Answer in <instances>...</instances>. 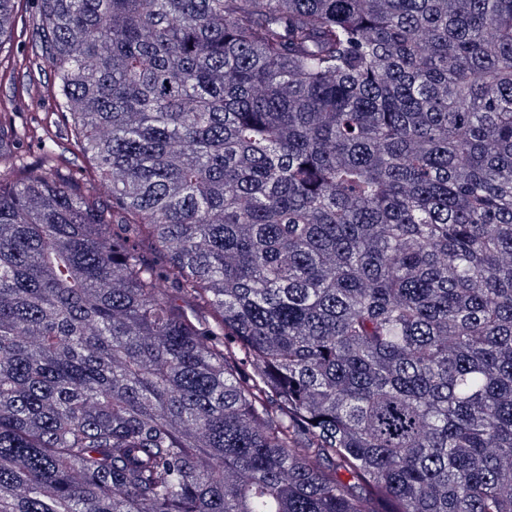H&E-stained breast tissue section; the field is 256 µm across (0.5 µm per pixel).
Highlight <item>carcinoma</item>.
Here are the masks:
<instances>
[{
  "label": "carcinoma",
  "instance_id": "carcinoma-1",
  "mask_svg": "<svg viewBox=\"0 0 512 512\" xmlns=\"http://www.w3.org/2000/svg\"><path fill=\"white\" fill-rule=\"evenodd\" d=\"M32 2L0 512H512V0ZM38 84L44 86V93L30 102L28 107L13 112H20L17 114L16 123L18 126L29 123L30 119L38 114L44 112H55L56 107L51 93L46 89L53 83V70L48 64H44L42 71L37 76Z\"/></svg>",
  "mask_w": 512,
  "mask_h": 512
}]
</instances>
